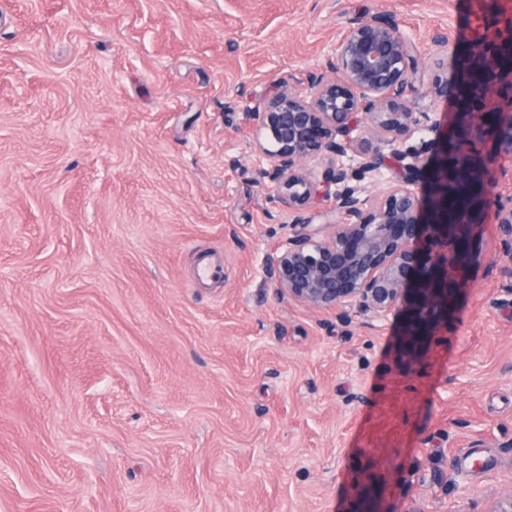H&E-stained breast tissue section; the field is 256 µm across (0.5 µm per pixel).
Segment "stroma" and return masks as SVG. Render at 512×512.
<instances>
[{
    "mask_svg": "<svg viewBox=\"0 0 512 512\" xmlns=\"http://www.w3.org/2000/svg\"><path fill=\"white\" fill-rule=\"evenodd\" d=\"M503 0H0V512H489L512 497V272L486 224L446 328L277 297L295 231L251 113L350 19L450 124ZM444 45H434V33ZM221 273L196 276L198 253ZM486 460L472 466L473 453Z\"/></svg>",
    "mask_w": 512,
    "mask_h": 512,
    "instance_id": "1",
    "label": "stroma"
}]
</instances>
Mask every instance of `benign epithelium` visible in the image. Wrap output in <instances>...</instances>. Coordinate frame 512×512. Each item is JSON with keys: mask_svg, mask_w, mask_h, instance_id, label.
Instances as JSON below:
<instances>
[{"mask_svg": "<svg viewBox=\"0 0 512 512\" xmlns=\"http://www.w3.org/2000/svg\"><path fill=\"white\" fill-rule=\"evenodd\" d=\"M418 60V47L394 16L359 17L304 88L279 89L263 111L250 113L263 135L257 148L270 160L261 178L301 228L265 258L276 294L345 315L355 309L384 317L402 307L401 345L409 357L448 325L469 281L470 242L487 218L497 224L499 258L512 262V196L504 201L495 193L497 177L476 155L485 141L512 153V30L481 40L462 62L460 112L449 137L430 113L409 106ZM360 126L367 134L362 170H380L388 149L404 171L379 200L337 165L354 149ZM419 130L438 144L423 204L412 189L417 157L398 147ZM315 159L330 161L324 183L336 185L326 236L306 217L320 193L305 168Z\"/></svg>", "mask_w": 512, "mask_h": 512, "instance_id": "benign-epithelium-1", "label": "benign epithelium"}]
</instances>
